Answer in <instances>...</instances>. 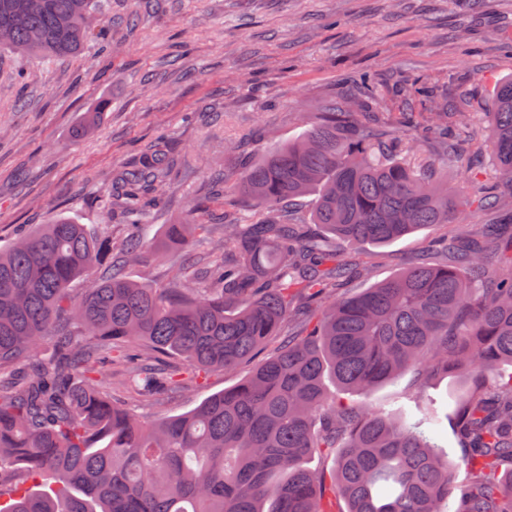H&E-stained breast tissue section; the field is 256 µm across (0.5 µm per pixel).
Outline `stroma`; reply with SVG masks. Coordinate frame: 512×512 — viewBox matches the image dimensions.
Listing matches in <instances>:
<instances>
[{"label": "stroma", "instance_id": "1", "mask_svg": "<svg viewBox=\"0 0 512 512\" xmlns=\"http://www.w3.org/2000/svg\"><path fill=\"white\" fill-rule=\"evenodd\" d=\"M102 21L105 40L74 56L0 51V248L60 217L121 241L112 182L152 145L172 161L153 235L221 223L212 176L303 136L329 103L355 100L362 75L376 91L369 111L414 139V160H432L415 126L437 110L461 112L471 138L489 123L495 84L512 78V0H108ZM489 224L512 234L511 213L475 205L462 223L359 247L349 259L369 256L372 272L343 290L401 273L439 234ZM251 369L212 372L152 400L119 387L112 396L140 419L173 417Z\"/></svg>", "mask_w": 512, "mask_h": 512}]
</instances>
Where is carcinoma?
<instances>
[{"label":"carcinoma","mask_w":512,"mask_h":512,"mask_svg":"<svg viewBox=\"0 0 512 512\" xmlns=\"http://www.w3.org/2000/svg\"><path fill=\"white\" fill-rule=\"evenodd\" d=\"M99 0H0V46L34 56L83 49ZM368 112L323 113L299 139L214 180L212 197L255 205L224 214V251L145 284L125 267L189 249L206 224L144 225L170 162L147 149L115 188L129 221L119 249L66 217L0 249V512H512V240L434 241L436 257L351 296L347 247L382 246L436 224H460L473 201L512 210V78L493 94L488 137L509 199L453 193L412 145L371 128ZM460 124L430 125L457 151ZM312 195L310 233L287 204ZM499 265H486L488 252ZM112 258L79 297L75 282ZM51 336L52 355L38 351ZM279 351L192 411L143 423L114 403L101 376L141 398L184 388L187 374L234 371L265 345ZM143 343L147 352L126 348ZM417 371L415 411L329 399L327 376L372 394ZM452 373L469 383L452 420L463 457L435 433L426 390ZM107 443L98 448L101 440ZM331 460L309 470L304 459ZM466 472L454 485L455 470ZM457 494L456 508L449 505Z\"/></svg>","instance_id":"carcinoma-1"}]
</instances>
